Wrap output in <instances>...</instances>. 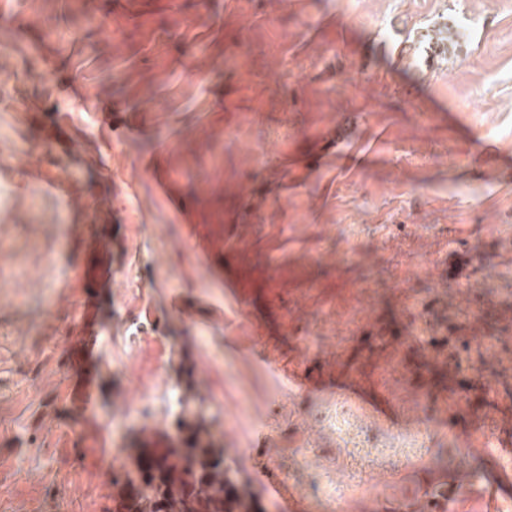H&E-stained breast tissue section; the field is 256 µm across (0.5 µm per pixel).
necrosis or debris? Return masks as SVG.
Segmentation results:
<instances>
[{"label":"necrosis or debris","mask_w":512,"mask_h":512,"mask_svg":"<svg viewBox=\"0 0 512 512\" xmlns=\"http://www.w3.org/2000/svg\"><path fill=\"white\" fill-rule=\"evenodd\" d=\"M368 233L375 240L370 250L363 245ZM333 235V254L320 249L317 257L365 268L378 263L388 244L400 239L417 241L423 259L403 272V282L408 286L407 309L415 319L417 335H429L436 328L437 315L429 294L411 287L420 279L439 282L448 268V252L435 245L432 225L337 224ZM375 286L371 279L357 282L356 303L327 313L329 337L322 339L314 331H305L298 344L301 357L306 359L327 349L333 357H343L376 316ZM455 302L466 322L460 346L484 341L486 359L496 360L500 349L488 337L480 283H462ZM468 375L482 388L486 401L482 409L473 410L472 395L467 391L457 392L449 400L423 397L418 403L404 404L405 423L396 428L382 425L360 402L347 396L339 394L317 406L307 393L289 390L288 435L294 441L296 455L311 453L317 429L336 436L335 452L328 456L326 466L335 470L341 488L321 492L319 501L325 512H351L355 497L369 496L379 481L407 468L419 471L423 494L436 488L445 493L439 512H512V415L503 411L512 401L502 396L496 382L479 368L469 369ZM441 441L448 442L453 454L472 458L473 468L463 472L431 468V452Z\"/></svg>","instance_id":"obj_1"}]
</instances>
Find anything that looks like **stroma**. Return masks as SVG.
Wrapping results in <instances>:
<instances>
[{
	"instance_id": "stroma-1",
	"label": "stroma",
	"mask_w": 512,
	"mask_h": 512,
	"mask_svg": "<svg viewBox=\"0 0 512 512\" xmlns=\"http://www.w3.org/2000/svg\"><path fill=\"white\" fill-rule=\"evenodd\" d=\"M109 36L68 50L37 36L84 22L62 0H28L0 27V87L25 111L0 104V177L15 192L0 217V512H105V467L128 429L112 405L141 400L157 364L168 379L182 357L197 369L205 417H236V445L251 447L264 418L269 445L234 460L255 479L261 461L319 474L322 458L296 460L281 427L288 398L254 356L252 329L226 302L241 281L271 362L294 366L301 326L288 308L315 311L351 300L363 272L304 255L335 224H440L469 247L490 248L488 227L512 225V0H98ZM459 30L431 56L421 38L435 23ZM84 98L87 125L49 112L55 96ZM163 132L166 145L150 142ZM107 196L83 213L62 195ZM135 198L129 217L122 203ZM96 224L88 250L77 224ZM302 225L300 234L288 227ZM199 233L210 262L181 279L180 243ZM247 250H240V242ZM280 257L270 271L267 255ZM378 314L400 313L396 280L417 257L411 242L385 251ZM103 274L89 290L79 268ZM142 271L149 288L126 313L150 323L135 360L115 306L116 270ZM193 307L204 320L183 322ZM392 354L358 373L359 394L390 407ZM91 396L86 445L70 417Z\"/></svg>"
}]
</instances>
